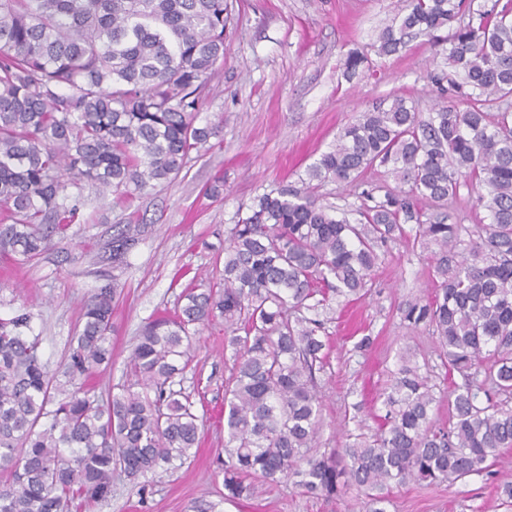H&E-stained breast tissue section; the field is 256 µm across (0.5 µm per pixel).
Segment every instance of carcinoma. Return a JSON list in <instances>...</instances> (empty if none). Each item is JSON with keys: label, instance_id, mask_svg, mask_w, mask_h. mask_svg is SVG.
<instances>
[{"label": "carcinoma", "instance_id": "1", "mask_svg": "<svg viewBox=\"0 0 512 512\" xmlns=\"http://www.w3.org/2000/svg\"><path fill=\"white\" fill-rule=\"evenodd\" d=\"M231 0H0V254L30 260L74 223L90 182L122 198L177 176L216 135L200 124L224 61ZM471 0H410L378 37L382 55L424 36L443 47L465 101L425 115L394 95L342 129L302 187L254 199L224 238L221 284L188 288L171 317L149 322L128 361L132 383L102 402L89 381L112 360L117 286L88 298L62 375L43 362L30 315L0 320V512H66L112 494V474L146 484L198 447L200 417L179 378L199 327L224 319L235 368L224 385V490L250 496L252 477L296 479L311 497H359L385 512V491L453 483L489 471L512 448V0H495L448 38ZM373 166L406 187L351 223L313 195ZM480 188L489 223L476 237L443 212L460 187ZM430 252L434 295L405 318L433 328L448 372L462 376L446 426L420 367L400 359L382 393L379 433L321 452L316 374L329 365L320 313L371 287L379 249L407 236ZM137 226L112 238V261ZM485 374V384L474 377Z\"/></svg>", "mask_w": 512, "mask_h": 512}]
</instances>
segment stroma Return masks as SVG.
Instances as JSON below:
<instances>
[{
  "mask_svg": "<svg viewBox=\"0 0 512 512\" xmlns=\"http://www.w3.org/2000/svg\"><path fill=\"white\" fill-rule=\"evenodd\" d=\"M407 0H240L226 40L224 64L211 82L202 120L219 127L205 151L190 152L171 182L117 199L86 185L79 219L65 239L29 261L0 256V319L27 313L41 338V357L63 371L69 341L82 321L83 302L96 288L116 282L112 305V364L93 381L97 395L122 381L143 327L171 312L189 284L219 281L224 232L245 215L256 196L299 185L307 168L346 124L401 94L421 113L447 103L434 75H448L442 54L426 38L402 52H378L382 29L404 14ZM366 61L347 75L353 51ZM223 178L220 197L207 195ZM386 168L366 172L348 187L327 182L320 203L356 213L368 198L397 191ZM138 225V241L122 266L110 257L117 225ZM433 291L428 254L413 238L388 241L372 273L369 293L351 308L332 305L326 314L330 364L318 373L323 397L320 450L344 448L369 438L384 410L380 394L400 355L411 352L433 386L432 418L451 416L455 377L445 374L439 340L431 327L405 318L409 307ZM368 346H361L362 338ZM234 367L224 347V323L203 327L181 387L202 407L200 446L181 467L158 470L148 487L115 474L112 496L93 512H188L195 501L215 502L221 512H362L352 498H312L288 478L254 480L249 498L228 501L218 464L224 454V381ZM512 484V451L501 452L489 473L454 483L412 482L391 488L386 512H512L501 487Z\"/></svg>",
  "mask_w": 512,
  "mask_h": 512,
  "instance_id": "35a3bbf8",
  "label": "stroma"
}]
</instances>
